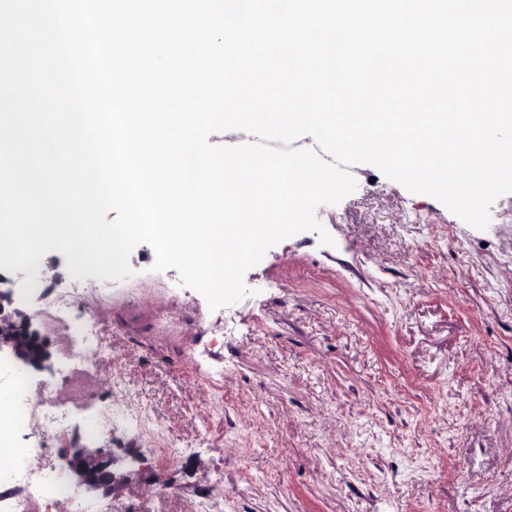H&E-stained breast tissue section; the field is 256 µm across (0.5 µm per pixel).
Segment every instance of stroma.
<instances>
[{
	"mask_svg": "<svg viewBox=\"0 0 512 512\" xmlns=\"http://www.w3.org/2000/svg\"><path fill=\"white\" fill-rule=\"evenodd\" d=\"M316 210L322 232L270 247L249 295L210 310L131 252L132 277L78 280L40 262L30 309L74 289L117 359L99 390L56 400L72 442L138 456L111 512H512V193L477 229L375 165ZM328 233L331 244L320 235ZM134 430L83 436L98 405ZM183 447L168 454V439Z\"/></svg>",
	"mask_w": 512,
	"mask_h": 512,
	"instance_id": "stroma-1",
	"label": "stroma"
}]
</instances>
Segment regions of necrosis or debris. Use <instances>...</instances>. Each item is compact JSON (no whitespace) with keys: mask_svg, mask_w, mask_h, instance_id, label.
Returning <instances> with one entry per match:
<instances>
[{"mask_svg":"<svg viewBox=\"0 0 512 512\" xmlns=\"http://www.w3.org/2000/svg\"><path fill=\"white\" fill-rule=\"evenodd\" d=\"M96 321L89 318L76 329L65 350L66 359L74 369L98 373L102 362L111 360V348L98 343ZM67 373L57 371L49 373L37 388L46 391L44 402L36 403L31 399L32 386L29 377L16 369L9 361L0 359V388L11 391L13 403L11 423L0 428V446L10 443L14 434L27 430L37 436L41 444L53 445L59 458L46 468H35L29 463L28 456L17 458L12 468L0 474V479L15 484L20 496L9 505L7 512H29L31 505L46 499L63 503L65 512H109L107 504L88 502L74 492V481L67 473L62 460L69 446L70 424L66 414L52 412L53 396L65 384Z\"/></svg>","mask_w":512,"mask_h":512,"instance_id":"1","label":"necrosis or debris"}]
</instances>
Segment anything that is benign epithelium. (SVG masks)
Listing matches in <instances>:
<instances>
[{
  "mask_svg": "<svg viewBox=\"0 0 512 512\" xmlns=\"http://www.w3.org/2000/svg\"><path fill=\"white\" fill-rule=\"evenodd\" d=\"M15 280L0 276V353L5 351L15 360L39 370L51 368L50 354L44 338L34 327L35 316L15 306ZM122 461L103 449L90 451L73 448L69 451L66 466L87 490H110L125 479L114 465Z\"/></svg>",
  "mask_w": 512,
  "mask_h": 512,
  "instance_id": "1",
  "label": "benign epithelium"
}]
</instances>
